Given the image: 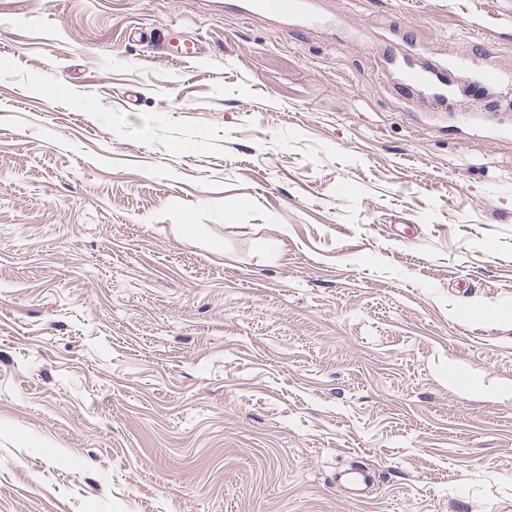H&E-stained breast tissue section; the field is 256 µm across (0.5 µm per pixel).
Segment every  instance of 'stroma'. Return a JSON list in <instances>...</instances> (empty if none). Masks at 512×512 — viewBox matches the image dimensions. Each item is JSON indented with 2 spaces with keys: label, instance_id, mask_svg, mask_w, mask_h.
Returning <instances> with one entry per match:
<instances>
[{
  "label": "stroma",
  "instance_id": "obj_1",
  "mask_svg": "<svg viewBox=\"0 0 512 512\" xmlns=\"http://www.w3.org/2000/svg\"><path fill=\"white\" fill-rule=\"evenodd\" d=\"M240 3L0 0V512H512V0ZM310 0H248L240 6L239 15L250 19L256 15H269L288 19L289 16L309 15ZM375 473L363 467H350L336 475V483L343 486L345 497L351 501H360L366 490L374 485Z\"/></svg>",
  "mask_w": 512,
  "mask_h": 512
}]
</instances>
